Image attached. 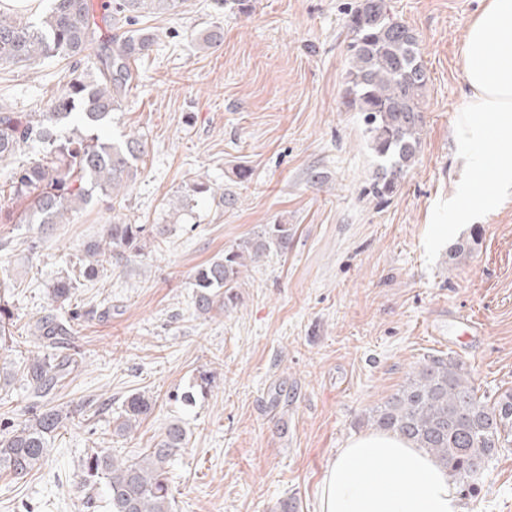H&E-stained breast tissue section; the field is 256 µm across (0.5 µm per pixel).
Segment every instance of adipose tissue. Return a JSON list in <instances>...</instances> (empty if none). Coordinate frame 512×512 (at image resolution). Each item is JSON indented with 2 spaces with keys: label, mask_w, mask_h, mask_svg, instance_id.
Instances as JSON below:
<instances>
[{
  "label": "adipose tissue",
  "mask_w": 512,
  "mask_h": 512,
  "mask_svg": "<svg viewBox=\"0 0 512 512\" xmlns=\"http://www.w3.org/2000/svg\"><path fill=\"white\" fill-rule=\"evenodd\" d=\"M512 0H486L461 48L466 101L455 123L469 170L465 195L512 198ZM320 512H465L448 468L394 432L350 437L329 460Z\"/></svg>",
  "instance_id": "adipose-tissue-1"
}]
</instances>
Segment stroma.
I'll return each instance as SVG.
<instances>
[{
  "label": "stroma",
  "instance_id": "obj_1",
  "mask_svg": "<svg viewBox=\"0 0 512 512\" xmlns=\"http://www.w3.org/2000/svg\"><path fill=\"white\" fill-rule=\"evenodd\" d=\"M387 2L416 33L428 81L416 161L384 200L371 192L379 161L361 117L344 105L345 19L358 0H251L247 15L184 0L139 18L155 43L106 134L146 140L122 214L165 233L75 288L68 310L79 319L61 353L79 367L54 401L78 413L40 470L0 476V512H109L104 495L85 504L88 448L134 456L175 420L189 442L169 472L173 512H280L285 501L320 512L337 448L372 431V410L430 359L463 362L487 397L512 390V200L432 238L463 190L460 49L481 0ZM212 31L220 40L208 48ZM72 66L0 65V105L46 109ZM242 168L249 181L237 179ZM194 180L221 187L232 205L202 194L171 210L169 199ZM19 208L0 195V279L12 284L15 314L13 341L0 347V365L15 375L0 391V425L33 405L17 376L39 350L30 318L112 220L108 203H92L32 253L34 227L10 219ZM266 224L292 226L287 250L249 266L233 304L199 315L197 268ZM91 309L97 317L85 319ZM461 310L478 318L481 335H462L452 318ZM203 373L210 388L183 404ZM134 393L152 409L131 433L115 434L112 419ZM472 484L461 493L466 512H512V445Z\"/></svg>",
  "mask_w": 512,
  "mask_h": 512
}]
</instances>
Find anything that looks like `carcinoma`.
<instances>
[{
  "label": "carcinoma",
  "instance_id": "carcinoma-1",
  "mask_svg": "<svg viewBox=\"0 0 512 512\" xmlns=\"http://www.w3.org/2000/svg\"><path fill=\"white\" fill-rule=\"evenodd\" d=\"M182 2L116 0L112 19L129 25L137 13L169 12ZM346 26L350 67L344 104L348 111L361 113L370 149L384 161L373 183L374 195L384 198L397 191L398 177L419 151L427 74L416 34L388 13L386 0H359L347 14ZM154 42V34L130 29L112 47L99 49L87 0H50L37 23L0 12V64L81 55L95 59L93 67L72 72L65 89L41 112L22 115L0 106V166L9 172L5 185L10 196L26 202L17 223L38 225L29 249L45 242L54 225L70 223V216L89 206L94 196L112 199V223L84 246L79 274L66 273L53 281L44 314L30 325L34 343L42 347L56 348L72 335L73 318L61 312L70 304L78 279L94 280L105 262L128 261L146 248L145 225L120 217L119 206L141 174L147 142L140 136L110 140L102 130L112 123V113L120 110L135 79L132 62L148 54ZM31 144L40 145L39 153L16 162L17 153ZM202 193L218 197L221 205L233 204L229 195L199 180L169 204L186 208ZM291 237L288 225L267 224L224 251V257L200 266L193 276L197 312L208 316L224 310L236 298L241 269L274 247L287 249ZM13 322L10 302L0 292L1 345L12 338ZM73 368L68 358H27L22 379L31 399L50 401ZM477 392L473 375L462 364L434 358L372 410L371 419L378 428L428 449L465 485L473 466L487 463L512 436V390L492 400ZM151 408L144 395L128 396L113 419L114 431L132 432ZM73 414L68 405L45 406L1 431L0 473L24 477L40 469L52 438ZM187 444L186 429L173 421L136 457L119 459L110 448H95L82 464L83 485L91 491L104 484L111 512H171L169 468Z\"/></svg>",
  "mask_w": 512,
  "mask_h": 512
}]
</instances>
